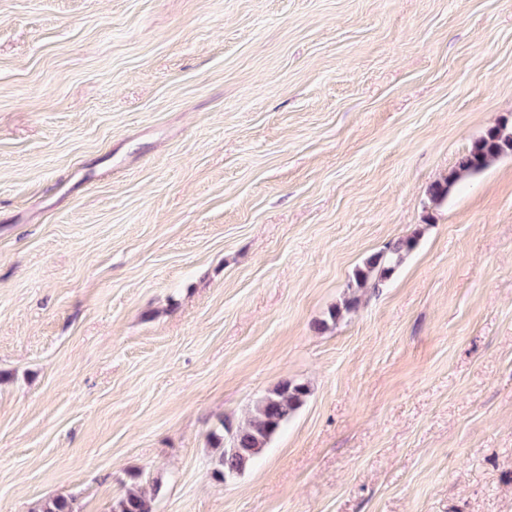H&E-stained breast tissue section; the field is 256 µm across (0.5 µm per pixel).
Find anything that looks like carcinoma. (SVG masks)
<instances>
[{
  "label": "carcinoma",
  "instance_id": "1",
  "mask_svg": "<svg viewBox=\"0 0 512 512\" xmlns=\"http://www.w3.org/2000/svg\"><path fill=\"white\" fill-rule=\"evenodd\" d=\"M506 153H512V126L502 123L474 141L458 157L448 175L430 185L427 191L429 203L442 204L459 182L479 175ZM418 240L419 232L415 231L389 242L384 250L365 258L354 272L341 304L329 312V321L321 322V327L328 328V322L335 323L343 314L357 308L361 294L376 292L385 286L416 248ZM309 393V387L304 383L282 380L256 401L253 416L246 425L233 429L221 423L222 431L210 434L211 447L216 450L213 475L222 481L224 476L238 475L250 467L288 419L305 404ZM140 482L141 474H130V483L124 493L113 501L111 512H155L160 485H155L147 494L140 487ZM32 512H76L74 498L64 495L48 497L36 503Z\"/></svg>",
  "mask_w": 512,
  "mask_h": 512
}]
</instances>
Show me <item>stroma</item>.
<instances>
[{
    "instance_id": "1",
    "label": "stroma",
    "mask_w": 512,
    "mask_h": 512,
    "mask_svg": "<svg viewBox=\"0 0 512 512\" xmlns=\"http://www.w3.org/2000/svg\"><path fill=\"white\" fill-rule=\"evenodd\" d=\"M505 121L512 0H0V512H512V154L426 196ZM419 232L398 238L387 244L384 250L374 253L364 259L362 265L354 272L352 282L347 286L341 304L329 312V320L335 324L343 313L353 311L360 303L361 294L379 291L392 277L395 270L404 262L406 257L416 248ZM309 387L285 379L280 381L254 405L252 418L234 430L222 423V431L210 434L211 447L216 450L213 475L225 483V475H238L250 467L288 419L306 402ZM227 434V435H226ZM129 477L130 483L124 493L113 501L111 512H155L160 485L155 484V488L147 495L140 487L141 474L131 473Z\"/></svg>"
}]
</instances>
